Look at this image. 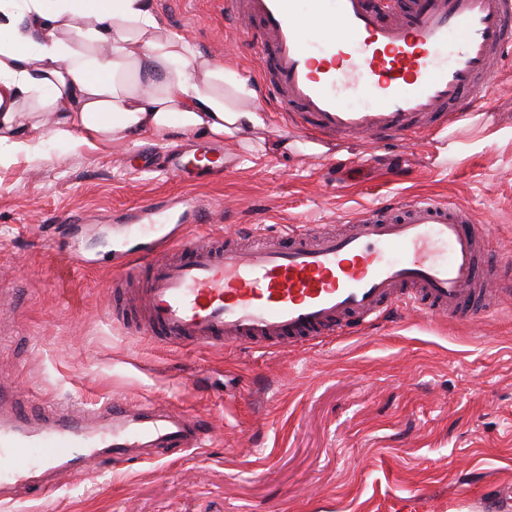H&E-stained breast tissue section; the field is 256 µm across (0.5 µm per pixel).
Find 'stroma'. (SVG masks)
<instances>
[{
  "instance_id": "stroma-1",
  "label": "stroma",
  "mask_w": 512,
  "mask_h": 512,
  "mask_svg": "<svg viewBox=\"0 0 512 512\" xmlns=\"http://www.w3.org/2000/svg\"><path fill=\"white\" fill-rule=\"evenodd\" d=\"M164 30L257 89V63L224 15V0H150ZM474 108L489 111L453 135L396 149L354 138L328 150L283 152L263 105L266 149L244 150L223 178L181 184L160 166L137 174L123 158L139 145L74 147L49 127L30 132L36 156L0 166V383L27 405H102L113 397L196 416L211 431L182 454L100 459L83 481L38 496L17 489L0 512H479L473 481L512 485V297L460 318L407 314L358 335L272 353L160 348L112 319V214L152 198L185 196L225 210L189 234L239 227L345 224L393 199L428 194L472 209L496 273L512 268V66ZM88 216L72 232L93 266L55 286L45 222Z\"/></svg>"
}]
</instances>
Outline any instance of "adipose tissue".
<instances>
[{
	"label": "adipose tissue",
	"mask_w": 512,
	"mask_h": 512,
	"mask_svg": "<svg viewBox=\"0 0 512 512\" xmlns=\"http://www.w3.org/2000/svg\"><path fill=\"white\" fill-rule=\"evenodd\" d=\"M252 95L164 33L149 0H0V164L34 153L33 99L55 137L93 148L260 129Z\"/></svg>",
	"instance_id": "ef3b65f1"
}]
</instances>
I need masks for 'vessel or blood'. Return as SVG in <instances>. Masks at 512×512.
<instances>
[{"label": "vessel or blood", "mask_w": 512, "mask_h": 512, "mask_svg": "<svg viewBox=\"0 0 512 512\" xmlns=\"http://www.w3.org/2000/svg\"><path fill=\"white\" fill-rule=\"evenodd\" d=\"M258 61L261 92L286 129L338 142L366 137L407 145L473 117L496 64L512 54V0H224ZM324 37L309 38L308 28ZM236 165L223 143L178 144L166 171L182 182ZM204 203L172 219L155 204L122 213L123 224L163 221L162 233L127 237L112 283V318L157 346L237 344L266 353L311 346L375 325L391 310L460 317L489 309L512 282L488 287L484 235L473 212L422 195L367 210L350 228L292 225L287 233L191 236L213 223ZM71 282L82 259L56 255ZM108 426L91 409L0 413V502L14 486L43 492L57 473L82 479L101 455L197 447L206 421L114 400ZM488 512H512V490L487 486Z\"/></svg>", "instance_id": "obj_1"}]
</instances>
